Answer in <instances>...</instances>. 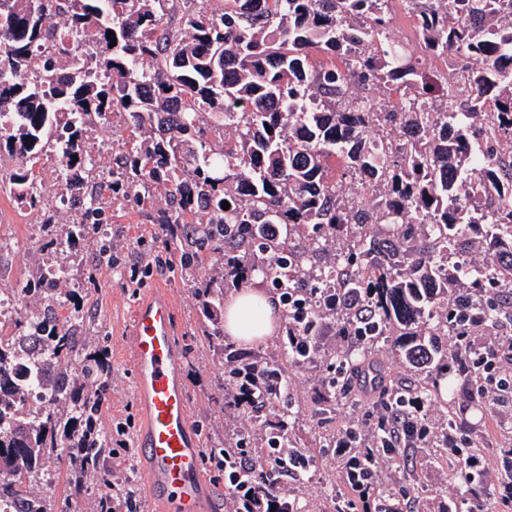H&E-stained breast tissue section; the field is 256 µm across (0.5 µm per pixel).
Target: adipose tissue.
Segmentation results:
<instances>
[{"label": "adipose tissue", "mask_w": 512, "mask_h": 512, "mask_svg": "<svg viewBox=\"0 0 512 512\" xmlns=\"http://www.w3.org/2000/svg\"><path fill=\"white\" fill-rule=\"evenodd\" d=\"M280 323L277 296L262 288L230 295L224 306V333L242 344H258L275 335Z\"/></svg>", "instance_id": "ef3b65f1"}]
</instances>
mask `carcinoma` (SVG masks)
<instances>
[{
	"label": "carcinoma",
	"mask_w": 512,
	"mask_h": 512,
	"mask_svg": "<svg viewBox=\"0 0 512 512\" xmlns=\"http://www.w3.org/2000/svg\"><path fill=\"white\" fill-rule=\"evenodd\" d=\"M46 2L0 0V116L16 117L0 125V160L15 163L0 189L57 225L56 250L91 241L112 268L117 246L95 231L112 208L143 207L152 191L164 193L154 221L175 226L174 269L201 307L199 341L220 354L224 386L247 376L270 396L250 416V434L205 449L202 465L227 478L245 448L260 473L253 488L276 487L271 458L305 454L298 410L286 401L290 369L305 365L319 368L323 417L358 385L377 390V421L356 432L358 444L399 465L388 420L405 412L406 395L378 364L388 346L418 373L419 394L444 408L440 431L412 418L408 440L454 460L466 490L453 512H508L512 498L482 496L462 470L482 449L468 441L454 456L444 447L458 422L438 376L463 362L448 393L456 381L483 398L492 382L483 351L461 336L512 318L499 287L512 274V9L502 0H402L427 55L478 62L430 74L391 36V0H70L64 40L41 56ZM172 11L181 25L162 27ZM83 37L95 46L87 55L71 48ZM378 86L387 98L371 96ZM114 117L133 137L99 173L86 140ZM49 145L58 152L55 184L68 191L91 178L73 199L77 223L59 225L44 207L33 167ZM338 171L361 180L371 207L344 196ZM477 179L498 196L497 208L473 203ZM348 225L357 243L341 252L338 232ZM207 263L212 273L202 278ZM313 264L336 288L311 280ZM256 279L282 304L275 358L264 348L235 350L219 318L226 284ZM60 283L37 275L22 288L37 303L16 330L32 345L10 360L0 346V497L23 494V480L52 462L110 483L112 433L98 426L109 394L105 345L80 336L79 315L59 325L43 306ZM330 331L340 338L332 348L322 342ZM36 388L47 404L15 415ZM320 493L332 512H358L357 496L336 484Z\"/></svg>",
	"instance_id": "obj_1"
}]
</instances>
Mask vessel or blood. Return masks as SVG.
I'll list each match as a JSON object with an SVG mask.
<instances>
[{"instance_id":"b4317fda","label":"vessel or blood","mask_w":512,"mask_h":512,"mask_svg":"<svg viewBox=\"0 0 512 512\" xmlns=\"http://www.w3.org/2000/svg\"><path fill=\"white\" fill-rule=\"evenodd\" d=\"M175 316L174 302L161 288L141 299L132 315L127 343L144 420L137 447L159 512H205L209 489L189 416Z\"/></svg>"}]
</instances>
